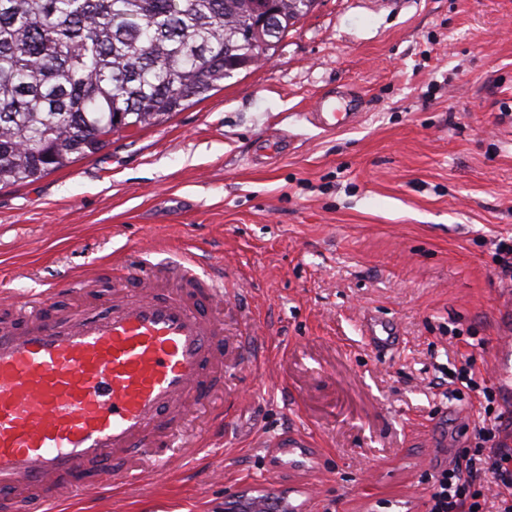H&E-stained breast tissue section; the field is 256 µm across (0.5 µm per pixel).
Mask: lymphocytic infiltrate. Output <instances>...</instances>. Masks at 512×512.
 <instances>
[{"label": "lymphocytic infiltrate", "mask_w": 512, "mask_h": 512, "mask_svg": "<svg viewBox=\"0 0 512 512\" xmlns=\"http://www.w3.org/2000/svg\"><path fill=\"white\" fill-rule=\"evenodd\" d=\"M455 379L480 396L484 416L475 429L473 451L452 465L435 468L427 489L426 512H487L491 500L496 512H512V448L504 447L501 440L497 394L470 365H461Z\"/></svg>", "instance_id": "lymphocytic-infiltrate-1"}]
</instances>
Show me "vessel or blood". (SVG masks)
<instances>
[{"label":"vessel or blood","mask_w":512,"mask_h":512,"mask_svg":"<svg viewBox=\"0 0 512 512\" xmlns=\"http://www.w3.org/2000/svg\"><path fill=\"white\" fill-rule=\"evenodd\" d=\"M316 106L329 130L358 119ZM64 293L81 305L59 317L49 306ZM500 307L494 380L512 398V298ZM222 310L205 275L183 265L159 275L128 261L107 298L84 295L75 280L28 300L21 323L0 330V512H12L22 490L38 492L28 508L43 512L59 501L48 487L92 490L131 477V453L193 456L187 409L224 387Z\"/></svg>","instance_id":"b4317fda"}]
</instances>
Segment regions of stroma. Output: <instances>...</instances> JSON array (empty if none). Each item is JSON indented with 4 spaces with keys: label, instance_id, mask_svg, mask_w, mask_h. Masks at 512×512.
I'll use <instances>...</instances> for the list:
<instances>
[{
    "label": "stroma",
    "instance_id": "1",
    "mask_svg": "<svg viewBox=\"0 0 512 512\" xmlns=\"http://www.w3.org/2000/svg\"><path fill=\"white\" fill-rule=\"evenodd\" d=\"M355 106L324 130L314 103ZM283 140L275 156L261 140ZM512 0H318L268 63L100 154L0 188V296L112 264L195 256L224 301V391L192 416L175 480L75 491L61 512H424L435 466L471 452L478 402L440 384L461 355L492 381L512 280ZM401 338L370 344L364 317ZM302 430L305 448L259 435Z\"/></svg>",
    "mask_w": 512,
    "mask_h": 512
}]
</instances>
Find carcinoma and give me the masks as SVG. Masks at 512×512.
Wrapping results in <instances>:
<instances>
[{
    "label": "carcinoma",
    "instance_id": "1",
    "mask_svg": "<svg viewBox=\"0 0 512 512\" xmlns=\"http://www.w3.org/2000/svg\"><path fill=\"white\" fill-rule=\"evenodd\" d=\"M315 0H0V186L101 153L268 57ZM278 24H260L262 10Z\"/></svg>",
    "mask_w": 512,
    "mask_h": 512
}]
</instances>
